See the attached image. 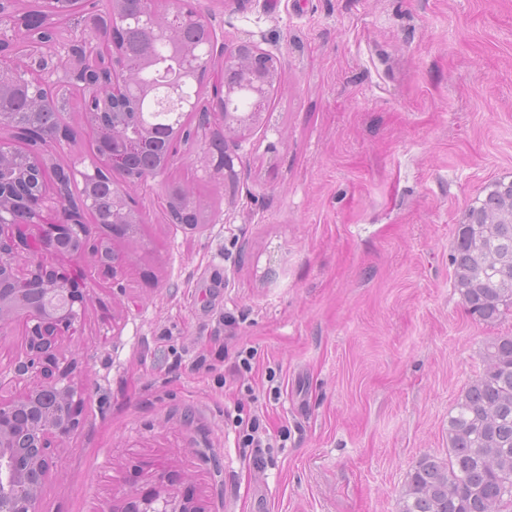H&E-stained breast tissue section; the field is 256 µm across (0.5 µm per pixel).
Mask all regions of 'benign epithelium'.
I'll list each match as a JSON object with an SVG mask.
<instances>
[{"instance_id": "7a95c632", "label": "benign epithelium", "mask_w": 512, "mask_h": 512, "mask_svg": "<svg viewBox=\"0 0 512 512\" xmlns=\"http://www.w3.org/2000/svg\"><path fill=\"white\" fill-rule=\"evenodd\" d=\"M107 20L86 18L93 35L77 40L68 32L50 41L30 43L38 56L21 64L8 55L11 47L26 42L30 15L22 12L0 18V96L6 89L35 96L64 86L84 98L93 87L103 99L145 96L149 86L141 73L151 69V60L141 61L135 72L117 63L123 55L119 35L123 29L137 27L149 35L162 36L175 46L173 84L192 82L202 88L204 77L218 62L222 77L214 87L212 102L202 94L179 104L181 112L218 111L224 115V133L213 135L209 147L195 155L196 167L209 174H222L231 184L236 179L233 157L223 149L226 133L244 136L259 122L274 90L284 82L279 60L263 51L251 38H241L232 47H220L210 23L190 8L175 5L163 9L157 0H140L135 13L126 10V0H110ZM192 24L200 34L201 45L185 46L178 42L179 24ZM247 93L253 111L238 112L235 98ZM183 124L167 130L159 139L147 131L131 138L115 137L111 150L95 155L90 168L72 177V170L52 168L54 153L50 145L73 140L65 123L43 137L27 153L26 164L33 172L52 168L59 194L48 196L33 189L20 201L0 200V340L8 328L21 322L25 327V353L17 373L33 379L27 390L7 402L0 401V512H40L41 493L49 475L57 468L58 457L52 442H63L77 429L86 389L76 379L75 367L63 362V337L72 335L82 321L86 289L78 287L72 273L57 267L50 258L82 257L94 254L97 266L118 280L126 256L115 246L120 241L135 245L142 216L129 201L123 188L112 186L109 208L99 205L93 185L100 175L125 171L132 153L156 145L159 161L139 180L163 175L176 154L177 144L190 139ZM181 203L186 212L204 221V215L183 186L171 184L167 204ZM91 214L96 223L110 234L92 245L88 241L84 215ZM22 225L39 227V235L26 242L28 250L25 273L18 270L16 238L5 233ZM167 479V487L130 490L112 499L103 512H205L194 488L172 472L156 474Z\"/></svg>"}]
</instances>
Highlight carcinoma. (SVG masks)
Returning <instances> with one entry per match:
<instances>
[{
    "label": "carcinoma",
    "instance_id": "obj_1",
    "mask_svg": "<svg viewBox=\"0 0 512 512\" xmlns=\"http://www.w3.org/2000/svg\"><path fill=\"white\" fill-rule=\"evenodd\" d=\"M148 48L157 61L149 75L156 94L151 100H129L112 125L137 130L150 122L164 128L174 109L164 87L170 47L155 38ZM37 181L16 156L11 168L0 169V182ZM453 288L476 320L494 325L512 313V182L487 187L478 205L469 208L458 225L453 253ZM483 370L458 396L448 413V458L421 457L410 472L399 512H505L512 509V336H495L482 352Z\"/></svg>",
    "mask_w": 512,
    "mask_h": 512
}]
</instances>
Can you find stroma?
Instances as JSON below:
<instances>
[{"label": "stroma", "mask_w": 512, "mask_h": 512, "mask_svg": "<svg viewBox=\"0 0 512 512\" xmlns=\"http://www.w3.org/2000/svg\"><path fill=\"white\" fill-rule=\"evenodd\" d=\"M219 41L251 38L285 80L237 140L233 187L196 171L199 141L164 176L125 186L152 260L122 286L90 257H57L89 291L70 347L90 391L41 512H102L134 466L179 471L206 512H398L448 414L512 335L475 321L452 286L458 224L512 181V0H188ZM56 149L84 168L94 136ZM211 221L172 223L165 184ZM252 351L251 371L237 353ZM24 327L0 343V399ZM264 414L261 460L239 446Z\"/></svg>", "instance_id": "stroma-1"}]
</instances>
